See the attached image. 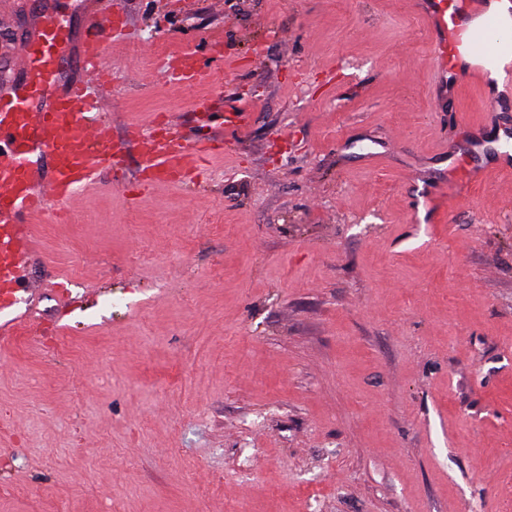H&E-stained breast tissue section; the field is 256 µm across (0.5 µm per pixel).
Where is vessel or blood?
<instances>
[{
    "mask_svg": "<svg viewBox=\"0 0 512 512\" xmlns=\"http://www.w3.org/2000/svg\"><path fill=\"white\" fill-rule=\"evenodd\" d=\"M492 0H414L431 33L437 105L471 82L502 86L483 128L461 126L443 180L469 195L490 173L512 177V59ZM125 27L111 0H0V30L14 40L0 50V346L37 329L36 291L26 283L44 263L39 223L58 207L101 188L104 176L125 179L128 154L145 183L182 181L199 173L214 149L185 138L171 123L150 130L112 128V60L107 44ZM179 84L212 81L194 53L167 66Z\"/></svg>",
    "mask_w": 512,
    "mask_h": 512,
    "instance_id": "vessel-or-blood-1",
    "label": "vessel or blood"
}]
</instances>
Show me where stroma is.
<instances>
[{"label": "stroma", "mask_w": 512, "mask_h": 512, "mask_svg": "<svg viewBox=\"0 0 512 512\" xmlns=\"http://www.w3.org/2000/svg\"><path fill=\"white\" fill-rule=\"evenodd\" d=\"M112 5L115 131L219 99L223 151L41 224L0 512H512V193L439 179L489 101L435 111L408 0ZM186 51L217 80L169 85Z\"/></svg>", "instance_id": "stroma-1"}]
</instances>
